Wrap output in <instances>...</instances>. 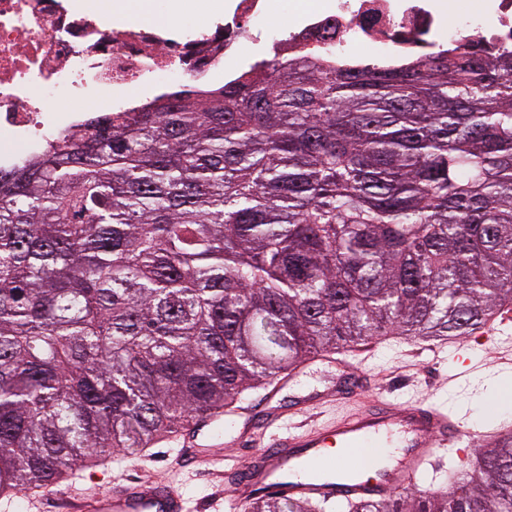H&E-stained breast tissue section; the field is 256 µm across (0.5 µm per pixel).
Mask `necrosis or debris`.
I'll return each mask as SVG.
<instances>
[{"label":"necrosis or debris","instance_id":"obj_1","mask_svg":"<svg viewBox=\"0 0 512 512\" xmlns=\"http://www.w3.org/2000/svg\"><path fill=\"white\" fill-rule=\"evenodd\" d=\"M104 2L0 0V168L83 123L78 110L48 114L49 101H94L159 75L204 80L254 26L283 11L307 17L302 43L333 41L340 57L365 48L392 60L423 58L436 39L463 30L488 48L512 44V0H477L464 13L456 0H239L231 23L187 42L165 37L159 18L112 24Z\"/></svg>","mask_w":512,"mask_h":512}]
</instances>
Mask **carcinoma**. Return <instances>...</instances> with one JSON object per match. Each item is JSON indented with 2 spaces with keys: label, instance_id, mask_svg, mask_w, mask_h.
Masks as SVG:
<instances>
[{
  "label": "carcinoma",
  "instance_id": "cac0c4a2",
  "mask_svg": "<svg viewBox=\"0 0 512 512\" xmlns=\"http://www.w3.org/2000/svg\"><path fill=\"white\" fill-rule=\"evenodd\" d=\"M512 300V48L270 54L0 173V496L161 441L318 351L465 336ZM244 512H324L257 498ZM512 512V443L446 493Z\"/></svg>",
  "mask_w": 512,
  "mask_h": 512
}]
</instances>
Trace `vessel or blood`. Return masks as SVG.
<instances>
[{
  "label": "vessel or blood",
  "mask_w": 512,
  "mask_h": 512,
  "mask_svg": "<svg viewBox=\"0 0 512 512\" xmlns=\"http://www.w3.org/2000/svg\"><path fill=\"white\" fill-rule=\"evenodd\" d=\"M319 400H357L355 412L321 427L294 425L293 412L267 405L256 424L243 426L237 439L253 461L240 469L220 456L224 444L219 425L223 412L191 422L177 442L184 466H210L225 485L226 512L253 499L256 492L292 501L367 502L410 486L431 463L437 448H451L468 460L474 433L438 401L398 403L383 391H370L366 375L352 382L337 381ZM397 448L395 465L381 458L385 448ZM63 512H192L188 500L167 480L123 486L103 482L94 491L75 494L69 478L52 484Z\"/></svg>",
  "instance_id": "obj_1"
}]
</instances>
